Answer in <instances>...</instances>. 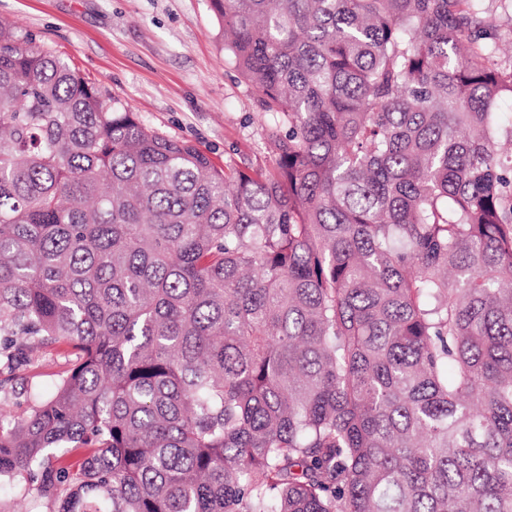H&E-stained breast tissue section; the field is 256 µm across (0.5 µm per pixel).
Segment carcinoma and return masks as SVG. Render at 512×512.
I'll use <instances>...</instances> for the list:
<instances>
[{"instance_id": "obj_1", "label": "carcinoma", "mask_w": 512, "mask_h": 512, "mask_svg": "<svg viewBox=\"0 0 512 512\" xmlns=\"http://www.w3.org/2000/svg\"><path fill=\"white\" fill-rule=\"evenodd\" d=\"M500 2L210 0L273 172L0 24V358L76 355L0 479L53 512H512Z\"/></svg>"}]
</instances>
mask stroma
<instances>
[{"instance_id":"35a3bbf8","label":"stroma","mask_w":512,"mask_h":512,"mask_svg":"<svg viewBox=\"0 0 512 512\" xmlns=\"http://www.w3.org/2000/svg\"><path fill=\"white\" fill-rule=\"evenodd\" d=\"M0 22L32 35L95 78L149 127L189 142L216 165H276L256 93L224 51L209 0H0ZM74 358L57 343L0 374V419L25 417ZM22 480H0V512H50Z\"/></svg>"}]
</instances>
